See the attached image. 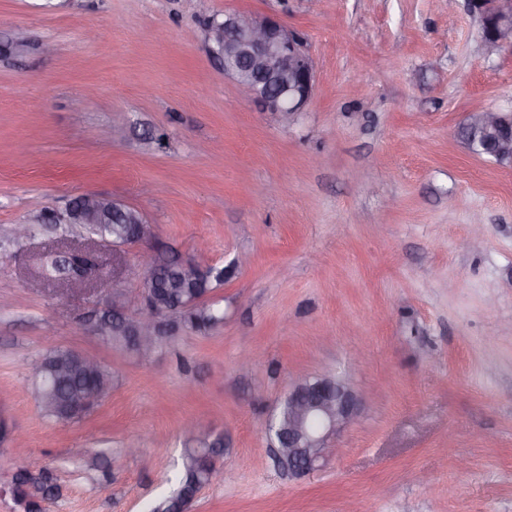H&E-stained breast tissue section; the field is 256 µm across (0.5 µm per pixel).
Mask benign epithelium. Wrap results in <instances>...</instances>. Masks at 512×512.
Returning a JSON list of instances; mask_svg holds the SVG:
<instances>
[{
  "label": "benign epithelium",
  "mask_w": 512,
  "mask_h": 512,
  "mask_svg": "<svg viewBox=\"0 0 512 512\" xmlns=\"http://www.w3.org/2000/svg\"><path fill=\"white\" fill-rule=\"evenodd\" d=\"M469 11L479 16L483 41L490 48L512 43V0H468ZM213 54L224 59V75L232 78L246 95L263 110L290 123L305 110L314 93V64L303 38L274 16L224 13V19L212 17L206 29ZM459 127H476L484 133L485 144L500 163L512 161V138L504 135L512 128V114L475 111L466 115ZM117 201L85 194L70 205L66 223L73 225L77 238L90 235L89 228L112 213ZM152 226L139 223L137 235L124 242H112V250L144 241ZM95 291L111 297L107 307L90 318L89 329L102 337L113 329L128 337L126 351L140 359L155 353L154 340L166 328L172 310L140 295L133 313L126 306L122 289L111 280L91 275ZM361 400L343 378L324 373L303 375L288 392V420L269 424L275 442V456L288 460V473L302 477L323 465L332 455L330 441L350 426L360 413Z\"/></svg>",
  "instance_id": "7a95c632"
}]
</instances>
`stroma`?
<instances>
[{
	"label": "stroma",
	"instance_id": "35a3bbf8",
	"mask_svg": "<svg viewBox=\"0 0 512 512\" xmlns=\"http://www.w3.org/2000/svg\"><path fill=\"white\" fill-rule=\"evenodd\" d=\"M227 11L306 39L315 92L295 124L209 53L205 18ZM477 109L512 112V46H484L467 0H0V485L24 467L54 487L42 512H147L193 415L223 434L231 473L193 512H512V164L457 138ZM89 193L154 227L99 251L129 308L141 253L176 255L228 268L211 295L223 325L143 361L89 331L104 296L31 291L62 228L11 226ZM57 348L115 377L68 423L26 380ZM250 348L264 356L239 372ZM325 371L367 402L294 477L265 427L297 374Z\"/></svg>",
	"mask_w": 512,
	"mask_h": 512
}]
</instances>
